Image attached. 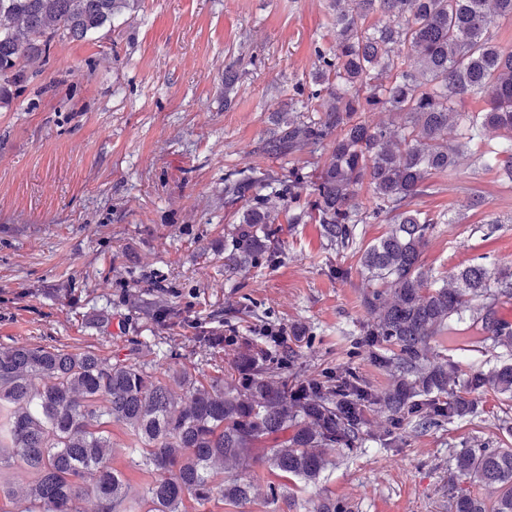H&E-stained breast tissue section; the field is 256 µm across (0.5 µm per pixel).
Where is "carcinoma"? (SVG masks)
<instances>
[{"mask_svg":"<svg viewBox=\"0 0 512 512\" xmlns=\"http://www.w3.org/2000/svg\"><path fill=\"white\" fill-rule=\"evenodd\" d=\"M139 0H0V100L25 70L46 62L57 36L86 40ZM336 42L317 47L311 91L299 85L261 147L275 158L327 154L312 173L256 170L228 180L224 203L240 205L224 251V272L256 265L278 247L277 224L312 221L327 243L357 244L358 225L391 228L361 251L363 304L371 324L361 344L389 372V389L375 392L356 372L310 375L289 382L286 361L258 344L240 347L232 379L202 381L186 371L161 379L115 355L46 347H0V497L29 477L27 512H79L86 491L96 512H189L215 494L243 506L256 485L218 477L265 465L284 481L314 482L327 448H351L372 433L385 441L408 419L425 431L474 414V403L453 391L457 366L437 358L430 342L453 330L479 298L489 300L472 327L512 347V324L496 316L512 299V272L468 265L439 278L421 262L427 234L448 220L414 209L433 192L430 176L446 172L473 144L488 170L512 181V51L495 42L501 20L512 21V0H331ZM383 20L371 21L375 15ZM481 94L486 106L462 113L454 104ZM389 112L373 124L365 112ZM489 131L501 141L483 142ZM367 185L370 208L357 202ZM306 201H301V198ZM512 398V363L478 374ZM386 416L375 429L372 416ZM124 426L140 446L133 466L151 476L143 503L128 500L121 472L108 465L107 427ZM291 436L279 439L285 433ZM462 482L487 491L456 496V512H512V448L469 450L456 456Z\"/></svg>","mask_w":512,"mask_h":512,"instance_id":"1","label":"carcinoma"}]
</instances>
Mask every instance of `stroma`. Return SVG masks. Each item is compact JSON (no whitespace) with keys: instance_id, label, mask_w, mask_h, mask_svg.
I'll use <instances>...</instances> for the list:
<instances>
[{"instance_id":"35a3bbf8","label":"stroma","mask_w":512,"mask_h":512,"mask_svg":"<svg viewBox=\"0 0 512 512\" xmlns=\"http://www.w3.org/2000/svg\"><path fill=\"white\" fill-rule=\"evenodd\" d=\"M329 0H142L133 15L86 41L56 38L40 72H26L0 101V347L87 349L120 354L157 376L188 371L220 379L237 345L213 352L195 328L257 339L265 323L299 331L294 370L306 376L352 367L372 390L391 382L360 344L370 323L362 276L351 252H336L317 225L286 224L270 261L224 271L225 231L235 221L226 180L256 167L323 166L320 156L266 160L258 148L275 112L318 67L316 47L335 43ZM239 78L224 90V68ZM435 190L416 202L433 225L422 254L441 277L471 264L512 270V183L467 154L433 175ZM482 202L466 209L470 193ZM349 269L346 277L337 268ZM182 324L156 323L157 300ZM470 318L434 353L458 366V394L476 414L444 428L372 436L330 448L316 482L289 485L267 469L241 471L259 495L236 507L213 497L200 512H314L326 500L350 512H453L462 483L455 458L470 448L512 447V401L471 381L505 356L480 340ZM112 468L131 495L148 476L130 465L133 441L110 428Z\"/></svg>"}]
</instances>
